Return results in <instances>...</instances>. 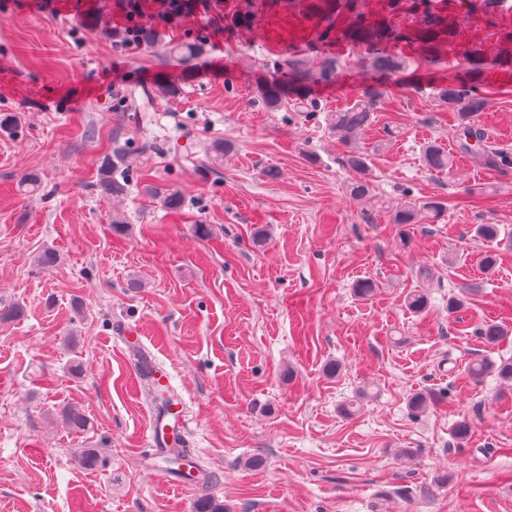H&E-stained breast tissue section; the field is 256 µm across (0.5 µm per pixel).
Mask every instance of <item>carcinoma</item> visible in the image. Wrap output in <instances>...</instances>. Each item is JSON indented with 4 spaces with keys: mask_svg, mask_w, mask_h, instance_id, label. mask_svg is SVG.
I'll list each match as a JSON object with an SVG mask.
<instances>
[{
    "mask_svg": "<svg viewBox=\"0 0 512 512\" xmlns=\"http://www.w3.org/2000/svg\"><path fill=\"white\" fill-rule=\"evenodd\" d=\"M457 0H446L438 7L432 0H387L386 15L369 20L365 11L360 9L358 0H307V13L310 17L328 22L319 33L323 41L330 38L331 32L338 33L336 41L345 40L364 48L367 76L358 85L351 102L327 115L329 129L338 139L347 145L354 142L356 136L372 123L373 112L390 93L391 77L407 68L408 59L404 48L418 51L428 62L434 61L441 46L452 45L456 30L448 22L447 11L455 9ZM420 15V21L414 34L397 27L393 17L402 11ZM466 66L461 71L433 87L435 101L452 112L455 120L456 135L460 153L466 155L474 149L481 151L484 165L491 169L512 167V152L487 143L484 129L477 124V116L488 107L486 86L489 73L484 67L482 48L473 47L465 51ZM339 75L337 62L329 61L318 71H313L297 57L284 60L273 75L265 80L259 89L260 97L266 107L277 111L286 106L295 112H315L317 103L298 91L314 81L331 82ZM422 161L426 168L436 173L454 174L455 156L440 147L431 144L425 147ZM345 165L357 178L349 186V196L355 201H363L371 206L390 210L393 223L403 226L409 224H434L445 216L447 203L436 197L424 200H403L392 203L373 193L368 178V164L365 153L358 148L348 151ZM130 166L128 154L119 148L101 158L97 170L96 187L107 199L126 195ZM161 206L169 212L180 211L185 203L181 191L173 186L153 190ZM480 335L489 343H497L508 336V330L494 321L482 325ZM494 372L503 380H512V362L496 364L488 359H474L467 368L470 379L478 381L488 373ZM146 380L147 394L164 409L173 404V399L155 385L149 365L142 368ZM64 425L71 431L84 432L89 427L86 416L77 408H64L60 412ZM201 486L196 512H224V504L208 493L214 477L201 469L194 477Z\"/></svg>",
    "mask_w": 512,
    "mask_h": 512,
    "instance_id": "cac0c4a2",
    "label": "carcinoma"
}]
</instances>
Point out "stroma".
Instances as JSON below:
<instances>
[{"instance_id": "35a3bbf8", "label": "stroma", "mask_w": 512, "mask_h": 512, "mask_svg": "<svg viewBox=\"0 0 512 512\" xmlns=\"http://www.w3.org/2000/svg\"><path fill=\"white\" fill-rule=\"evenodd\" d=\"M135 2L153 42L127 41ZM507 3L502 21L458 10L455 45L436 64L413 58L357 140L377 195L447 199L441 223L403 227L346 193L348 147L325 117L352 99L364 51L322 43L303 0H192L186 13L169 0H0V113L16 119L0 133V512H195L198 489L155 476L154 406L117 337L126 324L171 373L186 445L227 512H512V383L466 377L472 359H512V337L479 336L490 320L512 328V250L481 271L475 235L487 221L512 233V168L468 155L456 177L429 172L422 146L455 150L453 120L413 89L455 73L471 46L511 51ZM244 13L249 26L235 24ZM177 42L202 51L183 62ZM291 54L340 63L312 90L316 113L272 111L258 95ZM163 82L180 94L161 96ZM489 98L478 122L512 150V75L491 71ZM387 124L400 135L375 150ZM116 147L132 166L115 203L96 170ZM30 172L43 188L24 196ZM153 186L180 189L182 212ZM46 249L61 257L50 270L35 262ZM360 279L371 296L354 294ZM415 290L429 297L421 314L405 306ZM454 295L465 305L452 314ZM418 393L436 405L413 413ZM67 406L88 431L65 428ZM87 448L97 468L81 464Z\"/></svg>"}]
</instances>
